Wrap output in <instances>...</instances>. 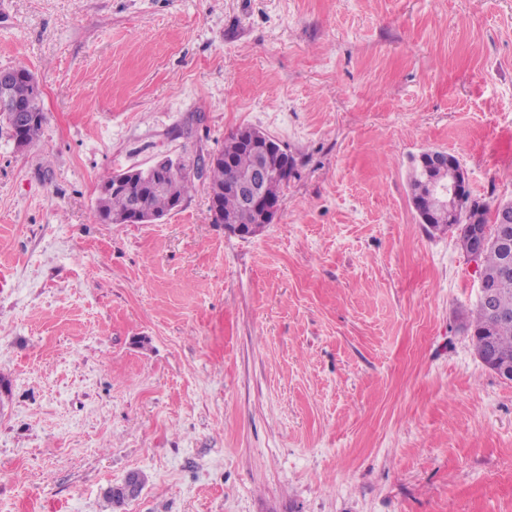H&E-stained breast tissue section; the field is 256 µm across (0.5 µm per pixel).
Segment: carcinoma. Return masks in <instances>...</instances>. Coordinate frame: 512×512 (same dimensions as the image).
I'll return each instance as SVG.
<instances>
[{
    "label": "carcinoma",
    "mask_w": 512,
    "mask_h": 512,
    "mask_svg": "<svg viewBox=\"0 0 512 512\" xmlns=\"http://www.w3.org/2000/svg\"><path fill=\"white\" fill-rule=\"evenodd\" d=\"M11 72L16 77L12 86V97L32 112V116L19 131L11 113L0 110V124L6 126L12 137L22 136L29 146L37 140L45 122L39 105V88L27 68L18 66L11 69ZM254 161L252 152L242 147L237 134L233 133L225 140L224 148L215 154L206 172L205 185L208 193L215 194L210 207L212 223L222 224L229 220L237 225L241 236L256 234L261 225L257 224V217L252 209L243 206L236 196L221 192V189L240 173L250 169ZM289 175L288 171H280L268 182L266 191L272 198L281 199ZM158 176L166 185L161 191L138 185L128 191L112 192L99 197V217L110 224L124 223L131 200L138 194L144 198L153 213L163 216L174 210L176 204L183 202L195 189L194 179L180 167L162 170L158 172ZM478 208L485 211L489 209V205L472 198L468 191L458 200L459 221L456 229L460 230L461 249L467 254L471 253L473 247L467 220L472 211ZM480 268L484 279L496 289L498 306L512 313V245L505 249L499 244L494 224L489 227V240L481 257ZM466 325L471 330L476 353L480 354L489 348L499 360L512 362V318L496 320L485 306L478 304L475 309L466 313Z\"/></svg>",
    "instance_id": "1"
}]
</instances>
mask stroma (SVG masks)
<instances>
[{"label": "stroma", "mask_w": 512, "mask_h": 512, "mask_svg": "<svg viewBox=\"0 0 512 512\" xmlns=\"http://www.w3.org/2000/svg\"><path fill=\"white\" fill-rule=\"evenodd\" d=\"M0 512H512V381L410 171L512 201V0H0ZM243 127L295 159L242 238L204 185L108 224L101 180ZM132 471L140 495L111 510ZM9 71L16 77L12 86V97L17 103L24 105L28 109L27 112L35 113L21 126L22 130L20 132L17 131L18 126L13 121L9 112H13L17 124L24 121L27 112L19 108L17 103L12 100ZM9 71H0V124L1 126L5 125L10 131L12 138L15 140L16 147L23 149L27 147L26 145L29 146L37 140L45 122V117L39 105V88L34 76L27 68L22 66L12 68ZM18 135L23 137L26 145L20 137H17ZM416 166L430 177L436 208H448V196L457 197L460 187H467L465 172L460 164L448 157L447 152L431 153L416 159Z\"/></svg>", "instance_id": "1"}]
</instances>
